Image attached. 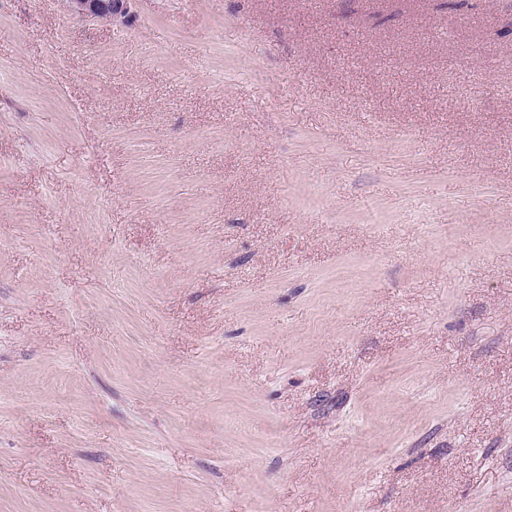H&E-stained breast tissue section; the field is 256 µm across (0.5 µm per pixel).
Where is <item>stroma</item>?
<instances>
[{
    "label": "stroma",
    "mask_w": 512,
    "mask_h": 512,
    "mask_svg": "<svg viewBox=\"0 0 512 512\" xmlns=\"http://www.w3.org/2000/svg\"><path fill=\"white\" fill-rule=\"evenodd\" d=\"M0 0V512H512V0ZM74 16L103 23L127 22L133 0H61Z\"/></svg>",
    "instance_id": "35a3bbf8"
}]
</instances>
